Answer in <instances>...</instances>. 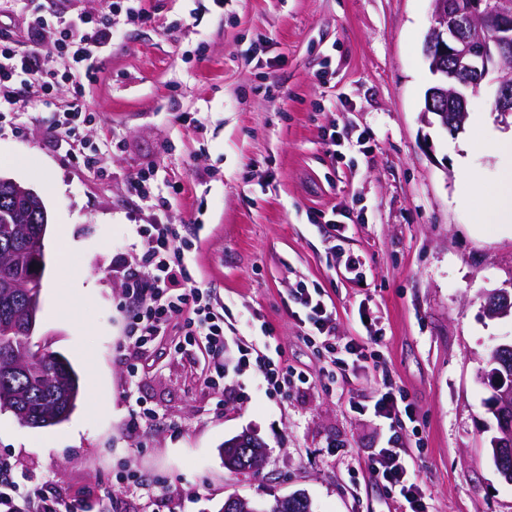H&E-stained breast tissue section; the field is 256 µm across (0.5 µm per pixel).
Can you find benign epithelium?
<instances>
[{
    "label": "benign epithelium",
    "mask_w": 512,
    "mask_h": 512,
    "mask_svg": "<svg viewBox=\"0 0 512 512\" xmlns=\"http://www.w3.org/2000/svg\"><path fill=\"white\" fill-rule=\"evenodd\" d=\"M434 24L425 43V59L432 74L438 77L429 88L424 113L435 115L440 124L451 129L457 120H449L450 112H466L463 87L477 91L482 75L490 70L501 73L495 99V110L501 121L512 120V0H433ZM44 255L31 261L33 278L0 281L4 292L21 289L35 313V302L41 288ZM493 318L512 314V293L494 292L486 304ZM492 403L489 407L498 419V435L492 440L496 451L512 446V373L493 369ZM257 438L242 435L225 444V466L239 469L238 462L256 451Z\"/></svg>",
    "instance_id": "7a95c632"
}]
</instances>
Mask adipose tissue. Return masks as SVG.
Returning a JSON list of instances; mask_svg holds the SVG:
<instances>
[{
	"label": "adipose tissue",
	"instance_id": "ef3b65f1",
	"mask_svg": "<svg viewBox=\"0 0 512 512\" xmlns=\"http://www.w3.org/2000/svg\"><path fill=\"white\" fill-rule=\"evenodd\" d=\"M484 143L498 158L494 180H487L474 170L467 159H457L459 187L456 201L468 205L471 196H482L486 201L478 221L482 224H497L512 229V132L495 130L491 124H483Z\"/></svg>",
	"mask_w": 512,
	"mask_h": 512
}]
</instances>
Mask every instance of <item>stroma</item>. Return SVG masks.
<instances>
[{
    "mask_svg": "<svg viewBox=\"0 0 512 512\" xmlns=\"http://www.w3.org/2000/svg\"><path fill=\"white\" fill-rule=\"evenodd\" d=\"M105 0H21L0 34L30 52L29 15L100 16ZM147 18H112L93 67L47 102L0 121V178L41 194L48 215L33 349L63 355L79 376L69 417L33 428L0 412V456L15 480L42 486L75 512H220L302 493L312 512H405L369 463L387 422L365 411L390 386L413 410L399 434L432 512H512V485L492 461L486 407L491 350L512 342V317L492 318L488 293L512 291V233L474 221L455 200L462 145L427 122L436 78L423 44L431 0H143ZM81 91L98 163L84 167L54 139ZM194 126H187V119ZM181 192L164 217L191 245L193 285L211 289L235 342L226 377L205 380L194 348L175 354L180 319L130 364L122 327L131 311L118 259L135 264L152 208L128 191L136 169ZM343 235L332 238V224ZM358 257L359 275L346 272ZM320 288L336 334L364 336L369 306L383 338L377 365L328 379L332 355L296 315L297 282ZM273 329L265 339L262 324ZM309 376L266 395L238 364L239 344ZM151 416L130 426L133 411ZM256 434L262 473L224 466L225 440ZM134 473L173 489L146 499Z\"/></svg>",
    "mask_w": 512,
    "mask_h": 512,
    "instance_id": "35a3bbf8",
    "label": "stroma"
}]
</instances>
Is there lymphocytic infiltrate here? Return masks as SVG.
Instances as JSON below:
<instances>
[{"mask_svg": "<svg viewBox=\"0 0 512 512\" xmlns=\"http://www.w3.org/2000/svg\"><path fill=\"white\" fill-rule=\"evenodd\" d=\"M110 16L100 19L83 18L69 24L32 16L27 21L26 34L35 43L34 51L19 52L14 42L0 37V113L21 111L26 96L40 97L61 85L58 73L42 69L40 55H59L66 59L70 70L93 79V60L97 51L111 35L112 17L122 13L133 21L141 20L144 11L141 0H111ZM142 256L139 268L127 274L126 292L133 311L125 326V348L129 358H137L143 346L160 336L173 317H181L184 343L197 348L212 363L217 378H224V346L228 336L224 315L210 289L182 287L178 280L188 277L186 255L189 243L182 238L176 225L157 221L140 227ZM304 317L325 344L336 340V317L329 310L319 289L299 285L294 290ZM239 364L254 368L273 395L295 384L293 372L264 353L256 345L239 348ZM372 478L386 490H397L408 503L410 512H429L421 493L422 481L411 471L405 458L383 448L370 463ZM0 512H63L59 503L45 500L40 488L26 487L13 479L7 464L0 462Z\"/></svg>", "mask_w": 512, "mask_h": 512, "instance_id": "1", "label": "lymphocytic infiltrate"}]
</instances>
